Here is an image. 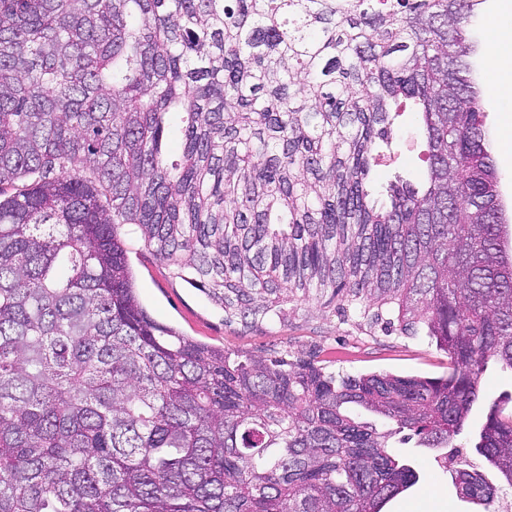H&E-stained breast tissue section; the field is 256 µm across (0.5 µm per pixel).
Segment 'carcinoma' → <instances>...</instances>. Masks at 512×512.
<instances>
[{"label":"carcinoma","instance_id":"obj_1","mask_svg":"<svg viewBox=\"0 0 512 512\" xmlns=\"http://www.w3.org/2000/svg\"><path fill=\"white\" fill-rule=\"evenodd\" d=\"M481 3L0 0V512H381L419 481L393 434L454 447L489 361L512 370ZM403 98L427 180L379 201ZM125 224L230 320L328 294L424 331L448 373L337 378L190 339L141 303ZM474 450L512 487V412ZM456 481L495 512L484 475Z\"/></svg>","mask_w":512,"mask_h":512}]
</instances>
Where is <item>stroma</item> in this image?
I'll return each instance as SVG.
<instances>
[{
  "instance_id": "1",
  "label": "stroma",
  "mask_w": 512,
  "mask_h": 512,
  "mask_svg": "<svg viewBox=\"0 0 512 512\" xmlns=\"http://www.w3.org/2000/svg\"><path fill=\"white\" fill-rule=\"evenodd\" d=\"M487 123L496 160L500 190L512 202V112L505 111L497 97L486 103ZM377 163L371 187L381 192L402 176L422 184L427 176L424 160L426 142L419 130V116L413 101L402 100L391 128L389 141L378 142ZM129 264L135 274L142 304L159 322L183 335L238 355L283 358L289 361L312 359L333 375L391 373L401 376L438 377L448 370V359L433 339L424 333L406 335L384 330L342 310L327 298H292L284 304L283 317L248 325L228 322L222 307L201 290L176 277L145 247L136 225L121 228ZM483 401L469 417L460 439L461 462L477 464L489 481L500 476L488 462L472 450V435L485 421L488 405L497 401L512 408V373L489 364L482 380ZM396 455L418 472V483L387 502L383 512H483L480 505L460 497L455 486V470L443 455L417 447L415 441L391 440Z\"/></svg>"
}]
</instances>
